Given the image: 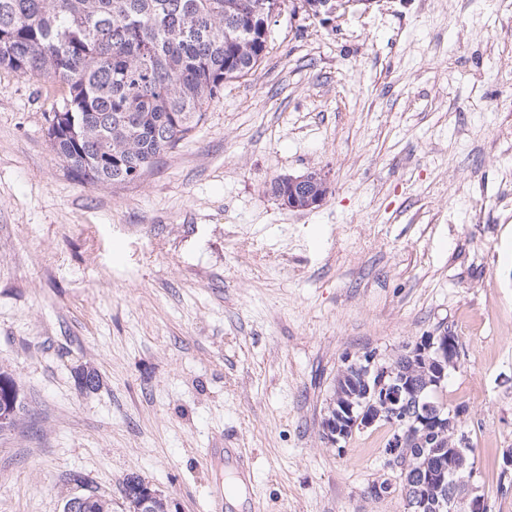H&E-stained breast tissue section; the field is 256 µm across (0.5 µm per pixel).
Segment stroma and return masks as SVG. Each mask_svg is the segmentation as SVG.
I'll list each match as a JSON object with an SVG mask.
<instances>
[{
  "mask_svg": "<svg viewBox=\"0 0 512 512\" xmlns=\"http://www.w3.org/2000/svg\"><path fill=\"white\" fill-rule=\"evenodd\" d=\"M508 82L499 0L287 5L189 139L97 186L49 145V81L0 70V368L25 406L0 434V512H62L78 474L213 512L218 446L252 450L261 512H406L387 428L339 449L321 421L345 357L444 330L476 484L512 512ZM312 169L320 207L274 197ZM373 1L370 0H301L297 3V13L303 12L308 16H319L322 13L327 15L333 14L339 11L341 8H345L349 4L354 3H366L370 4Z\"/></svg>",
  "mask_w": 512,
  "mask_h": 512,
  "instance_id": "obj_1",
  "label": "stroma"
}]
</instances>
